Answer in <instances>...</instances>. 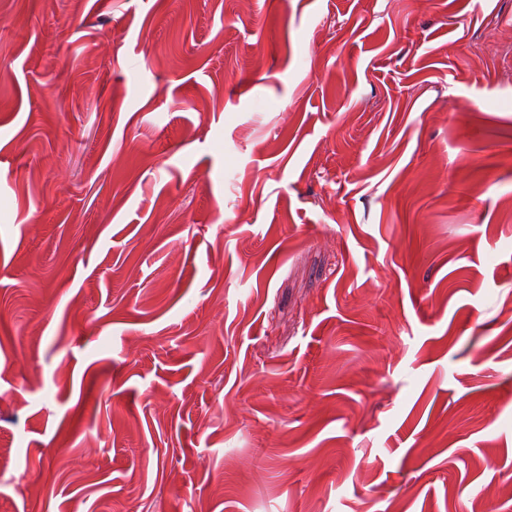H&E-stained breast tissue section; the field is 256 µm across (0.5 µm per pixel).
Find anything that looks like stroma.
Listing matches in <instances>:
<instances>
[{"mask_svg": "<svg viewBox=\"0 0 512 512\" xmlns=\"http://www.w3.org/2000/svg\"><path fill=\"white\" fill-rule=\"evenodd\" d=\"M0 512H512V0H0Z\"/></svg>", "mask_w": 512, "mask_h": 512, "instance_id": "obj_1", "label": "stroma"}]
</instances>
